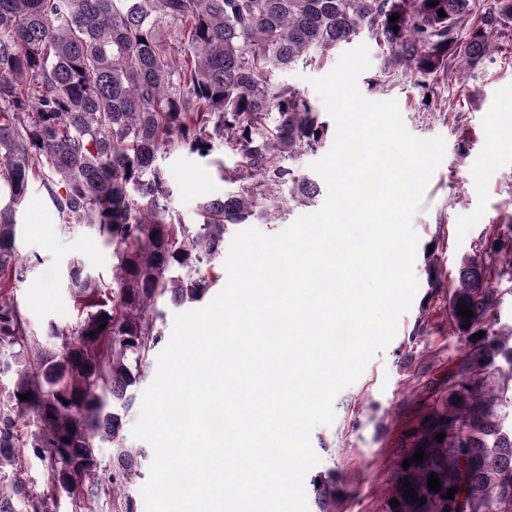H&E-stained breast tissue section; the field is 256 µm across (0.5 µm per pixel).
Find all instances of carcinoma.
Segmentation results:
<instances>
[{
	"label": "carcinoma",
	"instance_id": "carcinoma-1",
	"mask_svg": "<svg viewBox=\"0 0 512 512\" xmlns=\"http://www.w3.org/2000/svg\"><path fill=\"white\" fill-rule=\"evenodd\" d=\"M474 0H0V470L41 461L50 486L31 493L20 477L0 492V512H59V493L75 508L111 500L145 457L125 446V414L162 341L151 312L209 291L201 268L224 247L230 224L269 217L288 201L306 203L318 184L287 160L317 150L328 126L276 72L324 59L367 29L410 72L438 76L458 54L478 62L485 31L512 19V0L488 14ZM443 10L441 17L438 10ZM399 18L393 22L390 16ZM398 31H393V26ZM469 29L466 42L460 31ZM224 144L226 181L244 191L203 200L192 233L165 205L158 164L170 147L202 157ZM39 173L67 228L88 226L112 245V282L69 263L70 297L86 308L73 325H50L47 349L8 291L24 281L14 205ZM291 186L289 196L280 187ZM512 280V221L490 246L460 266L450 317L464 353L423 414L404 433L381 512H512V430L495 405L512 392V338L493 330L500 299L489 281ZM467 306L470 318L459 315ZM105 328H100V325ZM479 331L480 339H473ZM504 359L508 369L497 365ZM500 381L492 386L488 373ZM32 393L28 400L19 395ZM35 427L28 441L20 431ZM446 433L443 441L435 436ZM69 438L70 442L63 441ZM112 444V461L98 448ZM426 444L423 463L412 461ZM410 466L403 468L404 460ZM440 478L431 491L428 477ZM411 482L421 505L404 496ZM459 488L445 499L450 488ZM315 512H341L336 472L310 476ZM399 504L390 505L391 499Z\"/></svg>",
	"mask_w": 512,
	"mask_h": 512
}]
</instances>
